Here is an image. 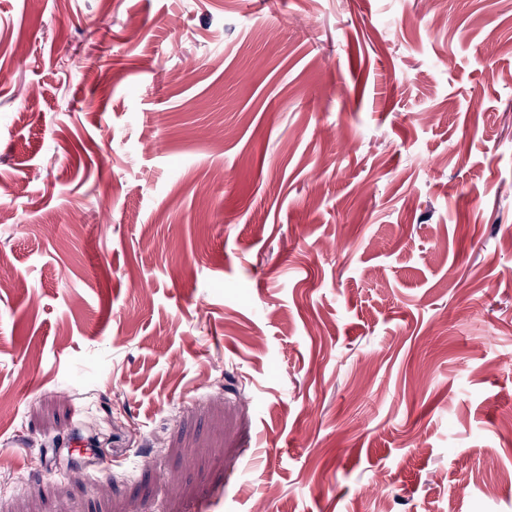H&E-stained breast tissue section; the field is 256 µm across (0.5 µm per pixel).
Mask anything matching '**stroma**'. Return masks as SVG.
<instances>
[{"label": "stroma", "instance_id": "1", "mask_svg": "<svg viewBox=\"0 0 512 512\" xmlns=\"http://www.w3.org/2000/svg\"><path fill=\"white\" fill-rule=\"evenodd\" d=\"M0 512H512V0H0Z\"/></svg>", "mask_w": 512, "mask_h": 512}]
</instances>
